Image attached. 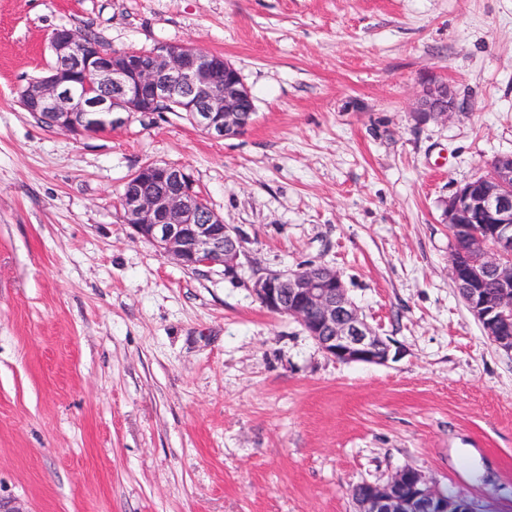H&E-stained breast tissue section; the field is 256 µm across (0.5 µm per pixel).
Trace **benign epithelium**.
Listing matches in <instances>:
<instances>
[{"instance_id":"benign-epithelium-1","label":"benign epithelium","mask_w":512,"mask_h":512,"mask_svg":"<svg viewBox=\"0 0 512 512\" xmlns=\"http://www.w3.org/2000/svg\"><path fill=\"white\" fill-rule=\"evenodd\" d=\"M53 63L23 89L24 108L49 116L51 127L75 136L119 127L132 113L151 114L175 105L215 140L240 135L254 121L248 88L223 55L192 45H167L143 61L141 52L78 48L65 26L50 38ZM448 83L434 82L422 97L420 120L454 114ZM158 184L152 192L139 183ZM120 207L135 237L187 269L224 267L235 274L244 254L236 229L224 223L195 191L182 168L147 162L126 180ZM450 232L466 239L468 255L450 256V275L468 312L497 348L512 353V154L499 155L486 174L466 183L448 200ZM494 280L496 297L484 293ZM252 290L268 311L300 322L327 355L343 363L385 364L389 340L380 336L348 296L336 270L319 265L269 273ZM355 512H473L470 502L449 497L417 469L404 467L385 484H363L353 496Z\"/></svg>"}]
</instances>
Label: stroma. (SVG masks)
I'll use <instances>...</instances> for the list:
<instances>
[{
    "mask_svg": "<svg viewBox=\"0 0 512 512\" xmlns=\"http://www.w3.org/2000/svg\"><path fill=\"white\" fill-rule=\"evenodd\" d=\"M223 53L256 116L76 137L19 92L54 29ZM448 120L417 121L433 82ZM512 153V0H0V500L17 512H354L411 466L512 512V354L449 272V198ZM159 161L242 236L186 270L118 203ZM335 269L387 364L342 363L251 290Z\"/></svg>",
    "mask_w": 512,
    "mask_h": 512,
    "instance_id": "stroma-1",
    "label": "stroma"
}]
</instances>
